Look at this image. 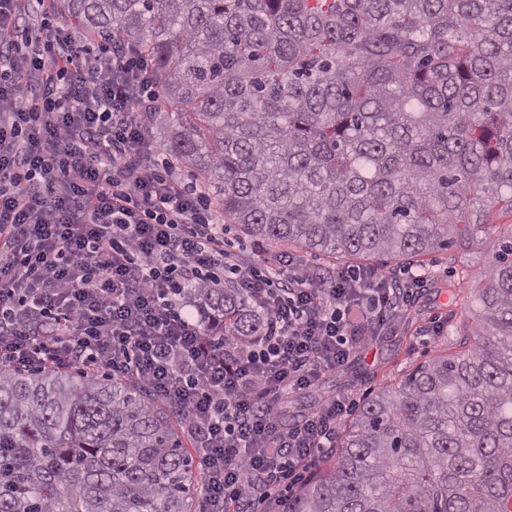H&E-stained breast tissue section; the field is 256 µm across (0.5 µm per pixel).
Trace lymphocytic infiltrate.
Returning <instances> with one entry per match:
<instances>
[{"mask_svg":"<svg viewBox=\"0 0 512 512\" xmlns=\"http://www.w3.org/2000/svg\"><path fill=\"white\" fill-rule=\"evenodd\" d=\"M55 2L0 0V365L133 376L179 409L204 512H274L354 407L330 396L288 423L284 402L392 327L424 278L327 280L228 251L141 119L158 99L148 59L120 41L92 48ZM224 274L266 312L256 342L206 335L188 307Z\"/></svg>","mask_w":512,"mask_h":512,"instance_id":"f902f5d3","label":"lymphocytic infiltrate"}]
</instances>
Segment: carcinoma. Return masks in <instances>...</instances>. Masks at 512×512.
<instances>
[{"label": "carcinoma", "mask_w": 512, "mask_h": 512, "mask_svg": "<svg viewBox=\"0 0 512 512\" xmlns=\"http://www.w3.org/2000/svg\"><path fill=\"white\" fill-rule=\"evenodd\" d=\"M152 63L165 151L224 223L270 245L386 261L463 246L512 211V0H59ZM481 309L366 394L279 512H512V225ZM250 341L239 288L191 295ZM175 407L126 376L0 367V512H202Z\"/></svg>", "instance_id": "1"}]
</instances>
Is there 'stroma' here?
<instances>
[{"label":"stroma","instance_id":"1","mask_svg":"<svg viewBox=\"0 0 512 512\" xmlns=\"http://www.w3.org/2000/svg\"><path fill=\"white\" fill-rule=\"evenodd\" d=\"M498 245L497 233L481 232L474 235L467 247L425 256L422 270L427 281L414 289L395 326L385 330L368 350L354 355L343 370L326 375L318 388L292 398L288 404V420H297L318 399L327 396L348 395L363 401L368 390L398 383L430 355L457 352V332L470 323V309L478 294V285L471 282L470 276L486 271ZM292 254L310 268L333 272L373 268L400 279L408 270L407 265H386L377 259L348 261L332 255L305 253L297 248Z\"/></svg>","mask_w":512,"mask_h":512}]
</instances>
